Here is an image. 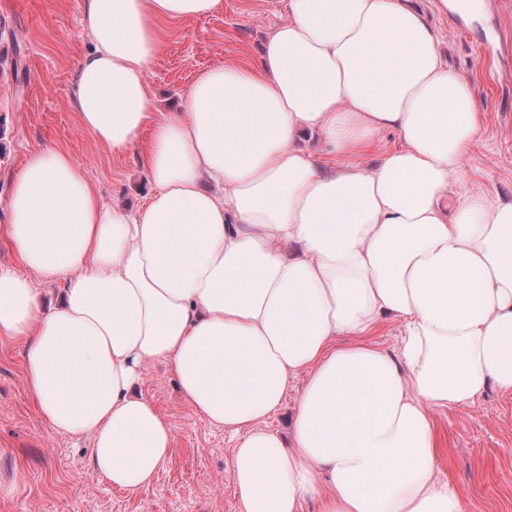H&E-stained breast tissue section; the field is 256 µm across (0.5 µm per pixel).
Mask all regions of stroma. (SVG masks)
Masks as SVG:
<instances>
[{
  "label": "stroma",
  "mask_w": 512,
  "mask_h": 512,
  "mask_svg": "<svg viewBox=\"0 0 512 512\" xmlns=\"http://www.w3.org/2000/svg\"><path fill=\"white\" fill-rule=\"evenodd\" d=\"M215 14L170 27L148 70L154 108L164 113L204 71L256 63L286 0H223ZM440 36L448 64L475 91L481 120L464 160L459 195L512 198V49L480 54L512 10L485 0L482 17L414 0ZM82 0H0V225L12 182L29 157L59 147L84 164L112 204L134 208L153 190L144 154L151 132L123 152L96 143L71 99L76 65L88 48ZM145 393L168 417L173 451L151 486L129 493L88 469L90 442L51 432L25 387L21 342L0 338V512H235L231 450L236 439L183 399L171 367L149 366ZM440 477L465 512H512V392L488 387L475 404L431 413Z\"/></svg>",
  "instance_id": "35a3bbf8"
}]
</instances>
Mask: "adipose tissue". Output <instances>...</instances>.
Instances as JSON below:
<instances>
[{"instance_id":"obj_1","label":"adipose tissue","mask_w":512,"mask_h":512,"mask_svg":"<svg viewBox=\"0 0 512 512\" xmlns=\"http://www.w3.org/2000/svg\"><path fill=\"white\" fill-rule=\"evenodd\" d=\"M222 0H83L71 88L115 151L153 135L155 190L106 204L49 148L17 174L0 336L50 431L89 468L150 486L173 429L144 391L169 363L183 398L237 437L236 512H463L439 478L431 412L512 392V200L457 196L478 130L472 86L406 0H286L257 65L200 74L155 120L147 71L165 24ZM398 147L358 164L378 136ZM320 138L326 157L298 145ZM61 282L46 304L37 281ZM395 350L367 339L384 317ZM306 376L288 435L263 428Z\"/></svg>"}]
</instances>
